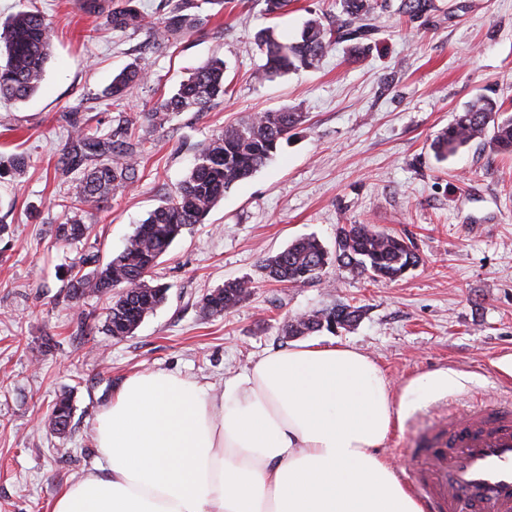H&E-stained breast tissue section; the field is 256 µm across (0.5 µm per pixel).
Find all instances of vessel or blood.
<instances>
[{
    "label": "vessel or blood",
    "mask_w": 512,
    "mask_h": 512,
    "mask_svg": "<svg viewBox=\"0 0 512 512\" xmlns=\"http://www.w3.org/2000/svg\"><path fill=\"white\" fill-rule=\"evenodd\" d=\"M402 477L427 512H512V400L428 420Z\"/></svg>",
    "instance_id": "1"
}]
</instances>
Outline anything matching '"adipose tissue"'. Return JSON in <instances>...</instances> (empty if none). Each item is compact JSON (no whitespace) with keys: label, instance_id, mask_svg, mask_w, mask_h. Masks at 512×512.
I'll use <instances>...</instances> for the list:
<instances>
[{"label":"adipose tissue","instance_id":"ef3b65f1","mask_svg":"<svg viewBox=\"0 0 512 512\" xmlns=\"http://www.w3.org/2000/svg\"><path fill=\"white\" fill-rule=\"evenodd\" d=\"M393 389L358 350L301 344L210 386L136 373L95 419L102 465L53 512H424L379 453Z\"/></svg>","mask_w":512,"mask_h":512}]
</instances>
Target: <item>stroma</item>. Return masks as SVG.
I'll use <instances>...</instances> for the list:
<instances>
[{
    "label": "stroma",
    "mask_w": 512,
    "mask_h": 512,
    "mask_svg": "<svg viewBox=\"0 0 512 512\" xmlns=\"http://www.w3.org/2000/svg\"><path fill=\"white\" fill-rule=\"evenodd\" d=\"M34 2L56 31L44 80L27 100L0 102V152L29 157L22 175L0 178V512H48L100 466L95 418L128 375L175 372L223 387L259 357L300 344L283 333L290 318L340 303L361 308L356 325L305 340L369 355L403 397L380 449L391 463L422 419L512 398V157L474 142L440 162L429 148L478 97L512 114V0H426L411 14L403 0H383L362 48L336 41L316 68L262 82L255 33L273 23L291 39L313 17L335 25L340 0H291L272 22L263 0H196L201 25L167 48L143 30L108 29L80 0ZM213 57L226 65L224 99L136 128L150 142L136 182L86 217L78 248L56 243L68 186L54 168L73 134L70 113L107 134L113 116L148 111ZM131 64L144 67L143 81L105 99ZM285 107L306 122L159 259L152 279L167 286L165 303L133 335L109 336L106 297L70 296L76 253L110 260L201 143ZM343 224L407 237L421 265L392 282L335 267L298 287L264 279L266 256L309 236L333 247ZM237 278L254 281L251 296L221 315L203 311L205 294ZM444 374L450 384L419 383ZM63 394L73 418L57 435L45 420Z\"/></svg>",
    "instance_id": "35a3bbf8"
}]
</instances>
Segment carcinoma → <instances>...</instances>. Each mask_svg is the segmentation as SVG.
<instances>
[{
    "label": "carcinoma",
    "instance_id": "cac0c4a2",
    "mask_svg": "<svg viewBox=\"0 0 512 512\" xmlns=\"http://www.w3.org/2000/svg\"><path fill=\"white\" fill-rule=\"evenodd\" d=\"M81 5L85 13L102 17L114 31L151 29L154 43L162 47L173 44L201 24L199 15L192 12L194 0H178L156 22L146 20L132 0H81ZM379 8L378 0H343L336 28L330 29L313 18L292 42L281 40L271 27L260 30L256 39L265 63L257 78L262 81L313 68L333 41L365 39L375 28ZM53 37L52 23L34 6L17 11L0 24V99L23 100L35 93L51 56ZM225 70L223 60L208 61L149 111L138 117L119 113L106 135L98 134L87 121L72 118L75 134L63 150L56 173L66 179L77 171L80 176L73 181L69 196L67 212L71 216L54 228L57 243L73 246L81 242L87 233L83 216L88 210L99 207L114 192L136 181L138 157L146 152V141L134 139L138 121L160 127L179 112L204 111L213 102L224 99ZM143 78L144 71L138 65L128 66L113 78L105 97L119 100ZM499 110L490 98L474 100L435 137V153L447 158L471 142L486 138L494 153L512 155V115L498 121ZM303 122V113L284 108L250 116L202 143L189 173L175 191L137 225L121 252L74 281L72 297L89 293L110 295L105 331L115 338L133 334L143 319L167 299V288L148 281L159 258L187 226L203 223L228 189L265 166L282 141ZM26 167L27 157L23 154L6 159L0 156V176L19 175ZM421 262L410 240L402 236L378 231L370 224H343L336 232L335 250L327 249L313 237L300 238L263 260L261 268L267 278L294 287L321 279L331 266L367 273L375 281H393ZM252 289L249 279L229 280L202 298V308L211 314L222 313L247 299ZM360 318L359 308L339 304L292 318L285 325V333H333L338 327L355 325ZM72 414L70 398L61 397L51 411L48 429L57 433L55 422Z\"/></svg>",
    "mask_w": 512,
    "mask_h": 512
}]
</instances>
